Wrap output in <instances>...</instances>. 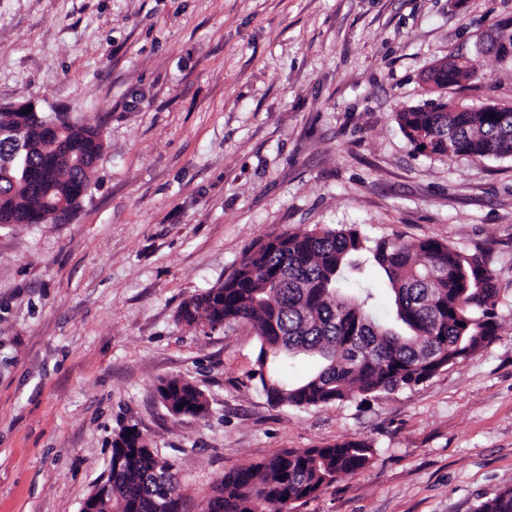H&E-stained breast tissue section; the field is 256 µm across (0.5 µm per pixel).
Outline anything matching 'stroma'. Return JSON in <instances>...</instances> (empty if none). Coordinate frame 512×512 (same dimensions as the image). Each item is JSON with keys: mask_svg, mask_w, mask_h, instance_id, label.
Masks as SVG:
<instances>
[{"mask_svg": "<svg viewBox=\"0 0 512 512\" xmlns=\"http://www.w3.org/2000/svg\"><path fill=\"white\" fill-rule=\"evenodd\" d=\"M512 0H0V107L102 123L65 224L0 228V512H80L135 427L174 462L182 512L224 473L347 440L369 466L291 512H474L512 487V157L417 151L395 120L451 55L444 96L512 104V62L475 45ZM356 225L489 253L496 338L369 401L270 406L250 325L179 324L269 235ZM206 417H173L159 379ZM156 393L160 400L169 402L174 408L186 406L187 411H197L201 417H205L209 411L204 393L186 379H161L156 386Z\"/></svg>", "mask_w": 512, "mask_h": 512, "instance_id": "stroma-1", "label": "stroma"}]
</instances>
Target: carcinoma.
I'll return each instance as SVG.
<instances>
[{"label": "carcinoma", "instance_id": "obj_1", "mask_svg": "<svg viewBox=\"0 0 512 512\" xmlns=\"http://www.w3.org/2000/svg\"><path fill=\"white\" fill-rule=\"evenodd\" d=\"M476 74L450 66V85ZM0 110V157L23 149L21 168L0 166V227L60 223L90 189L100 160L103 127ZM396 120L416 149L483 160L512 156V107L495 114L465 106L459 112L404 108ZM381 275L393 302L385 323L373 315L369 276ZM497 275L482 253L469 254L427 238L403 244L392 236L369 240L353 225L281 233L245 253L217 287L181 302L177 322L194 328L247 322L258 341L256 369L272 406L316 407L363 400L411 388L464 362L500 329ZM159 399L204 417L209 404L192 382L161 379ZM371 448L348 440L320 448L284 450L227 472L213 488L208 512H284L290 502L318 495L340 474L370 462ZM97 512H180L174 465L127 427L112 441ZM474 512H512V487L480 502Z\"/></svg>", "mask_w": 512, "mask_h": 512}]
</instances>
